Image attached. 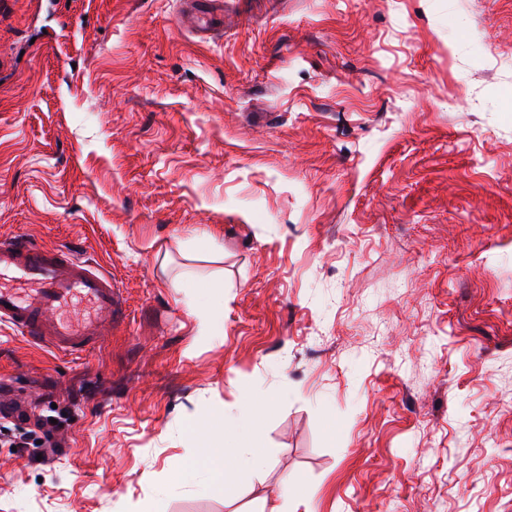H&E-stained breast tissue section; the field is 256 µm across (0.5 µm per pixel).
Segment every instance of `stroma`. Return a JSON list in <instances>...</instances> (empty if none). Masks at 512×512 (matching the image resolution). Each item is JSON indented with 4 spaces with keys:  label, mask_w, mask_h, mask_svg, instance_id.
Wrapping results in <instances>:
<instances>
[{
    "label": "stroma",
    "mask_w": 512,
    "mask_h": 512,
    "mask_svg": "<svg viewBox=\"0 0 512 512\" xmlns=\"http://www.w3.org/2000/svg\"><path fill=\"white\" fill-rule=\"evenodd\" d=\"M183 9L0 0V238L122 304L79 355L0 324V512H512V0ZM252 392L268 464L205 489ZM190 312L198 321V335L212 336L214 323L219 312L214 308L200 303L191 305ZM272 405L261 393L252 394L246 401L240 404L234 413L224 414V442L226 438L238 440L248 436L253 441V421L259 411L269 413ZM210 455L205 464V469L210 480L226 489V458L224 459L223 448L209 447Z\"/></svg>",
    "instance_id": "stroma-1"
}]
</instances>
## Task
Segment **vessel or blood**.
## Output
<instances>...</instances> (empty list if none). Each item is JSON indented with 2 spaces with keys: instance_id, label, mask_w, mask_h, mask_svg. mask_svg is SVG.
<instances>
[{
  "instance_id": "1",
  "label": "vessel or blood",
  "mask_w": 512,
  "mask_h": 512,
  "mask_svg": "<svg viewBox=\"0 0 512 512\" xmlns=\"http://www.w3.org/2000/svg\"><path fill=\"white\" fill-rule=\"evenodd\" d=\"M76 298L90 306V313L77 321L58 317V310ZM120 308L111 275L88 259L23 236L0 240V322L29 341L83 353Z\"/></svg>"
}]
</instances>
